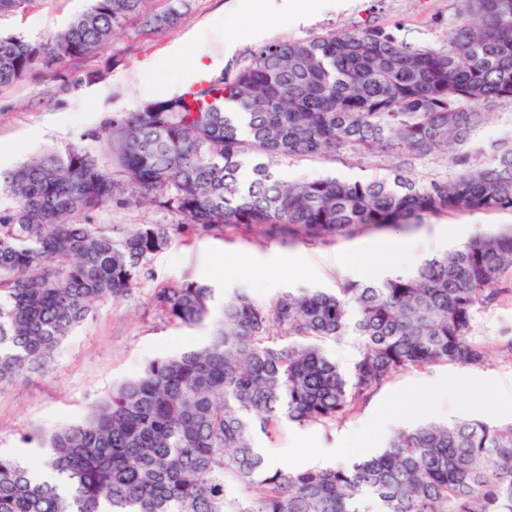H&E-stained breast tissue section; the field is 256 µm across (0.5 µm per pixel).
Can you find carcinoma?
<instances>
[{
    "label": "carcinoma",
    "mask_w": 512,
    "mask_h": 512,
    "mask_svg": "<svg viewBox=\"0 0 512 512\" xmlns=\"http://www.w3.org/2000/svg\"><path fill=\"white\" fill-rule=\"evenodd\" d=\"M147 2L93 0L40 40L0 35V88L96 53L133 18L154 30L178 23L176 9ZM462 2L467 20L443 50L355 28L268 44L191 100L148 101L107 129L111 172L77 145L0 169V388L137 286L150 257L187 230L255 225L313 244L512 210V151L478 162L460 150L484 103L512 100V0ZM219 87L233 111L207 101ZM341 151L444 155L456 172L287 183L272 168ZM112 203L151 205L170 222L115 235L86 221ZM505 294L512 225L375 284L287 291L268 305L238 292L202 347L151 361L81 422L40 434L49 477L0 457V512H512V421L397 429L379 454L334 467L275 466L256 447L284 420L348 418L402 371L512 360V337L475 335L476 315ZM212 295L184 280L152 301L193 328L209 319ZM343 343L356 350L346 372L326 351Z\"/></svg>",
    "instance_id": "obj_1"
}]
</instances>
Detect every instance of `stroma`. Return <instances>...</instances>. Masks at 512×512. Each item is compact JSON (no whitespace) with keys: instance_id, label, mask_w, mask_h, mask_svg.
Returning a JSON list of instances; mask_svg holds the SVG:
<instances>
[{"instance_id":"stroma-1","label":"stroma","mask_w":512,"mask_h":512,"mask_svg":"<svg viewBox=\"0 0 512 512\" xmlns=\"http://www.w3.org/2000/svg\"><path fill=\"white\" fill-rule=\"evenodd\" d=\"M240 0H150L149 9L178 6L181 18L166 31L143 29L130 20L109 45L77 61L43 70L0 90V145L10 148L15 166L48 148L84 143L110 167L101 141L87 139L89 130L110 125L133 111L145 98L144 73L157 61L172 60L173 93L193 80L198 65L210 79L234 74L250 64L265 45L306 40L328 32L381 25L418 47L440 49L457 20L460 0H316L307 16L284 12L263 21ZM90 0H30L26 8L0 15V33L39 39L64 27L85 11ZM485 117L466 144V152L487 160L512 150V101L484 105ZM399 166L414 178L452 175L453 166L426 157L360 158L346 152L273 165L285 181L335 176L343 180L371 178ZM91 223L115 231L137 224H164L168 217L150 205H109L92 213ZM512 225V211L461 213L433 217L413 230L373 231L314 245L291 243L244 225L201 234L174 236L171 245L151 257L150 271L126 295L103 303L94 316L73 330L45 365L0 390V456L34 465L49 457L24 434L80 421L103 394L161 356L203 346L211 323L191 329L168 322L152 303L154 288L186 279L211 285L213 314H221L225 298L245 291L263 303L299 289H333L344 280L376 282L385 270L365 271L350 262L352 253L393 239L404 255L396 270L413 272L425 259L460 245L480 231ZM399 408L384 432L375 435L381 449L390 433L424 421L480 419L512 421V361L495 357L462 380L460 368L438 364L397 374L373 393L362 408L329 427L284 423L276 443L258 438L275 465L330 466L341 462V449L358 436L385 405Z\"/></svg>"}]
</instances>
